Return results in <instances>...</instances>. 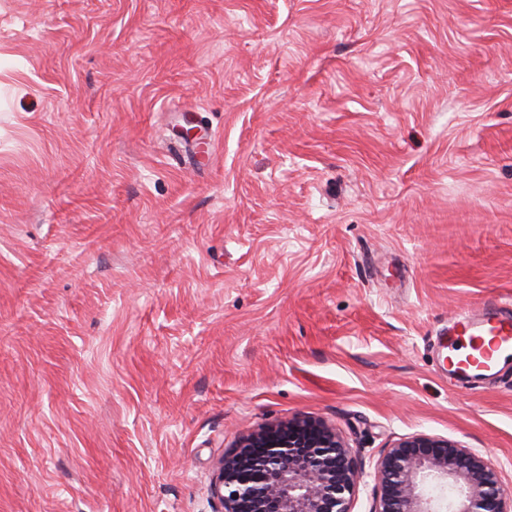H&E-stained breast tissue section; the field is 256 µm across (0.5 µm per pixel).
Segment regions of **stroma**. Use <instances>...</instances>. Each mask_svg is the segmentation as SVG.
Segmentation results:
<instances>
[{
  "mask_svg": "<svg viewBox=\"0 0 512 512\" xmlns=\"http://www.w3.org/2000/svg\"><path fill=\"white\" fill-rule=\"evenodd\" d=\"M193 114L202 143L178 125ZM512 302V0H0V512H221L324 422L512 489V377L437 340Z\"/></svg>",
  "mask_w": 512,
  "mask_h": 512,
  "instance_id": "stroma-1",
  "label": "stroma"
}]
</instances>
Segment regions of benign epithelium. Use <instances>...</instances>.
Returning <instances> with one entry per match:
<instances>
[{
    "mask_svg": "<svg viewBox=\"0 0 512 512\" xmlns=\"http://www.w3.org/2000/svg\"><path fill=\"white\" fill-rule=\"evenodd\" d=\"M243 448L267 453L239 475L241 456H226L214 490L224 512H239L247 500L254 512H351L363 470L336 430L306 421L271 426L247 436ZM381 488L374 512H512L496 468L457 442L418 435L394 444L377 465Z\"/></svg>",
    "mask_w": 512,
    "mask_h": 512,
    "instance_id": "benign-epithelium-1",
    "label": "benign epithelium"
}]
</instances>
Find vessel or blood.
<instances>
[{"mask_svg": "<svg viewBox=\"0 0 512 512\" xmlns=\"http://www.w3.org/2000/svg\"><path fill=\"white\" fill-rule=\"evenodd\" d=\"M449 335L486 339L487 344L480 353H469L460 358L455 371L459 377L474 380L475 370L487 372L488 376L499 375L502 364L512 361V307L487 300L475 311L459 314Z\"/></svg>", "mask_w": 512, "mask_h": 512, "instance_id": "b4317fda", "label": "vessel or blood"}]
</instances>
